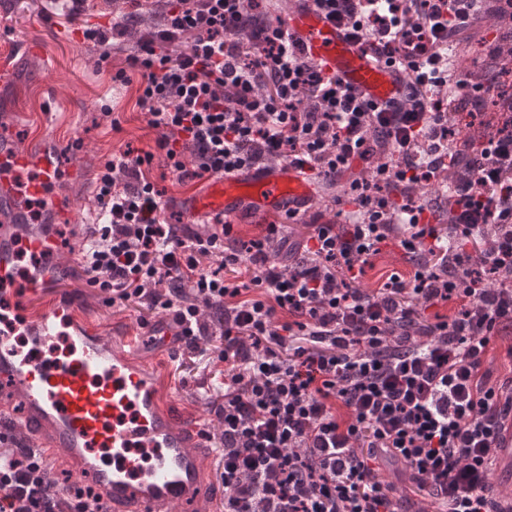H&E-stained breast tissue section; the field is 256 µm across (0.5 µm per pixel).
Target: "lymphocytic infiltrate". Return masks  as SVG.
Here are the masks:
<instances>
[{"instance_id": "obj_1", "label": "lymphocytic infiltrate", "mask_w": 512, "mask_h": 512, "mask_svg": "<svg viewBox=\"0 0 512 512\" xmlns=\"http://www.w3.org/2000/svg\"><path fill=\"white\" fill-rule=\"evenodd\" d=\"M270 2L166 0L115 73H140L158 137L102 167L86 282L170 312L195 351L202 310L221 314L224 512H512L490 485L512 379L485 365L512 329V0H312L395 70L383 105L308 59ZM478 20L493 37L464 68L449 46ZM159 160L183 183L290 164L333 196L245 242L170 223ZM389 243L410 276L356 287ZM10 455L0 512H106Z\"/></svg>"}]
</instances>
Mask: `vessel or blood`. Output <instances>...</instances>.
<instances>
[{
	"mask_svg": "<svg viewBox=\"0 0 512 512\" xmlns=\"http://www.w3.org/2000/svg\"><path fill=\"white\" fill-rule=\"evenodd\" d=\"M288 32L306 54L344 83L377 102L398 90L394 74L363 53L311 0L292 13ZM38 43L0 54V82L16 79L20 57L41 56ZM92 175L52 140L20 146L0 133V390L23 405L19 429L38 440L36 454L89 476L94 495L112 512H175L200 503L211 473L199 451V427L178 423L161 404L159 383L142 358L146 337L172 346L171 317L155 320L147 336L102 333L78 303L59 300L31 316L17 303L56 289L64 266L57 220L64 214V182ZM185 199L187 218L306 209L317 187L284 165L214 174ZM24 337L19 357L13 337Z\"/></svg>",
	"mask_w": 512,
	"mask_h": 512,
	"instance_id": "obj_1",
	"label": "vessel or blood"
}]
</instances>
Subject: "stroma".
<instances>
[{
  "label": "stroma",
  "instance_id": "stroma-1",
  "mask_svg": "<svg viewBox=\"0 0 512 512\" xmlns=\"http://www.w3.org/2000/svg\"><path fill=\"white\" fill-rule=\"evenodd\" d=\"M45 5V0H0V52L32 41L44 44L50 53L46 62L38 57L28 58L21 75L0 91V132H11L25 145L40 136L57 140L64 153L94 169L113 153L154 149L157 132L148 127L136 105L135 84L124 86L112 80L115 72L124 67L131 45L106 48L83 36L85 29L111 26L113 16L129 11V4L125 0H89L88 7L71 22L46 10ZM46 84L54 88L60 100L59 120L53 125L42 124L39 112L42 87ZM152 180L163 201L169 204L171 214L182 219L180 203L199 192V184L180 183L176 173L161 161L155 164ZM67 198L79 220L60 224L59 233L73 248L88 237L101 208L93 186L81 182L70 183ZM395 272L408 275L410 265L396 247L388 245L369 258L355 284L370 291ZM59 287L62 295L83 296L86 313L108 331L136 332L142 321L151 322L160 315L159 310L135 300L108 304L103 292L87 285L76 264L64 270ZM57 295L25 297L20 305L26 312L49 307ZM147 356L162 385L172 390L171 400L165 403L168 412L188 426L205 423L212 436L205 464L217 477L224 467L217 415L222 402L217 386L222 380L223 363L207 361L188 350L175 355L153 346L148 347Z\"/></svg>",
  "mask_w": 512,
  "mask_h": 512
}]
</instances>
